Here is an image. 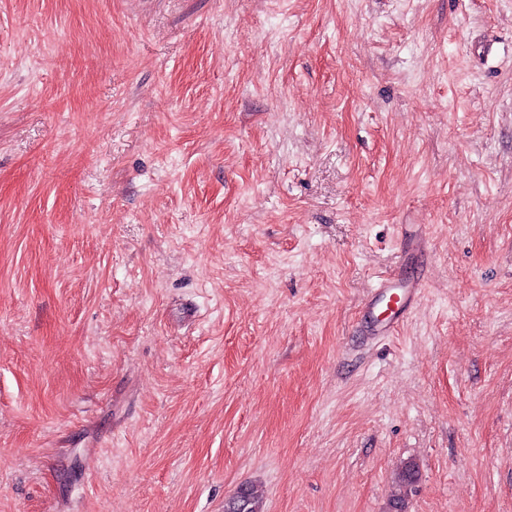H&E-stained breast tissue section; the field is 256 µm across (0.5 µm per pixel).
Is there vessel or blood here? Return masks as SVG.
<instances>
[{"mask_svg":"<svg viewBox=\"0 0 512 512\" xmlns=\"http://www.w3.org/2000/svg\"><path fill=\"white\" fill-rule=\"evenodd\" d=\"M421 286L420 278L402 273L382 277L363 308L371 334L381 336L399 326L416 304Z\"/></svg>","mask_w":512,"mask_h":512,"instance_id":"1","label":"vessel or blood"}]
</instances>
